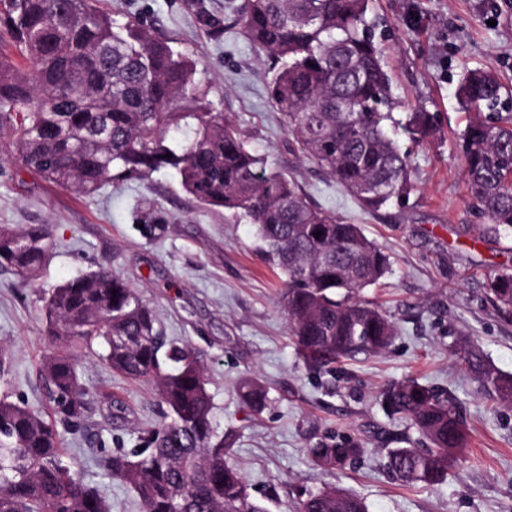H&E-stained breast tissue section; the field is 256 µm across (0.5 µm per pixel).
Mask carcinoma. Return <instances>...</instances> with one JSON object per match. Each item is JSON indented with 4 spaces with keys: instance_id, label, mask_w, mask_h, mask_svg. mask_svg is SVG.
Returning a JSON list of instances; mask_svg holds the SVG:
<instances>
[{
    "instance_id": "1",
    "label": "carcinoma",
    "mask_w": 512,
    "mask_h": 512,
    "mask_svg": "<svg viewBox=\"0 0 512 512\" xmlns=\"http://www.w3.org/2000/svg\"><path fill=\"white\" fill-rule=\"evenodd\" d=\"M226 9L273 64L270 100L296 150L366 211L408 197L410 158L398 136L421 142L434 117L418 107L394 117L373 0H247ZM196 75L189 53L121 21L100 0H0V126L10 125L28 170L82 196L170 170L197 202L252 226L256 251L285 275L281 307L306 360L329 368L387 348L394 325L360 293L391 273L389 256L250 148L224 113L207 107ZM456 97L470 115L460 136L469 199L485 219L474 242L511 237L512 92L494 72L472 69ZM53 246L46 224L1 226L0 268L27 285ZM490 291L512 308V273L495 275ZM44 311L46 335L75 348L99 345L113 372L151 382L165 406L134 447L103 450L106 472L136 493L142 512H269L227 460L235 436L215 427L199 354L166 341L137 289L100 268L56 285ZM461 360L488 392L512 400V376L477 351ZM41 376L46 414L0 398V512H112L64 453L59 427L80 429L89 395L74 356L50 353ZM238 395L255 412L269 401L254 378L241 380ZM381 399L421 435L419 447L388 449L386 467L407 484L443 481L469 444L452 397L404 380L387 385ZM307 452L320 467L342 469L364 448L331 440ZM295 512L368 509L328 486Z\"/></svg>"
}]
</instances>
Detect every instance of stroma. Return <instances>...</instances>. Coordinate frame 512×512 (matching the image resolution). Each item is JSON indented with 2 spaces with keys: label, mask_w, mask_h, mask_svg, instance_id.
<instances>
[{
  "label": "stroma",
  "mask_w": 512,
  "mask_h": 512,
  "mask_svg": "<svg viewBox=\"0 0 512 512\" xmlns=\"http://www.w3.org/2000/svg\"><path fill=\"white\" fill-rule=\"evenodd\" d=\"M225 0H105L122 17L152 24L157 36L198 62L212 111L226 113L250 146L293 175L312 202L360 225L390 257L392 272L363 291L396 328L384 351L315 370L300 358L278 300L283 276L255 250L250 225L185 194L172 172L117 180L91 198L26 169L9 132L0 133V225H50L55 246L33 285L0 270V395L46 407L42 359L60 341L45 334L44 301L62 280L112 268L136 287L166 339L201 356L219 431H234L231 460L251 493L270 512H286L308 492L337 486L363 498L368 512H512V402L488 393L462 366L472 347L512 375V311L496 304L491 279L512 273V238L474 243L473 213L463 180L458 135L469 115L455 97L469 69L495 71L512 87V0H376L386 34V61L403 104L435 116L422 143L401 139L410 154L414 188L377 213L359 207L335 179L293 152L282 117L268 95L271 73L238 26ZM205 9L220 24L203 26ZM154 224L155 236L142 225ZM90 404L79 433L64 448L84 480L110 499L112 512H141L133 491L98 464L102 449L130 448L141 428L164 409L151 383L117 375L93 355L80 356ZM269 390L262 412L238 398L241 378ZM414 379L453 397L470 445L441 484L407 485L384 466L387 449L412 436L405 420L383 408L379 394ZM362 443L344 469L315 466L308 448L325 439Z\"/></svg>",
  "instance_id": "stroma-1"
}]
</instances>
